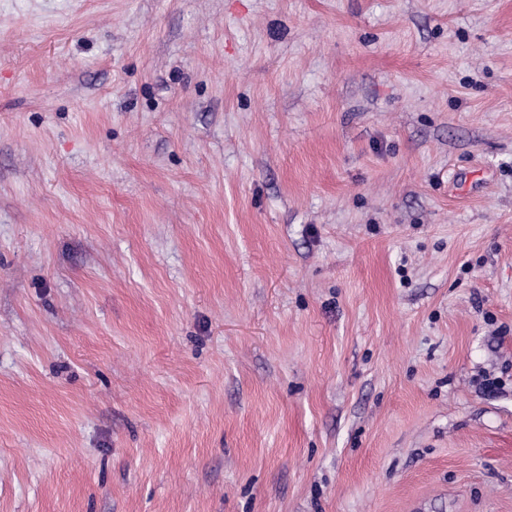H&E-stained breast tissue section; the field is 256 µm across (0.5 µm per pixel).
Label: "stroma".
<instances>
[{
  "instance_id": "obj_1",
  "label": "stroma",
  "mask_w": 512,
  "mask_h": 512,
  "mask_svg": "<svg viewBox=\"0 0 512 512\" xmlns=\"http://www.w3.org/2000/svg\"><path fill=\"white\" fill-rule=\"evenodd\" d=\"M0 512H512V0H0Z\"/></svg>"
}]
</instances>
